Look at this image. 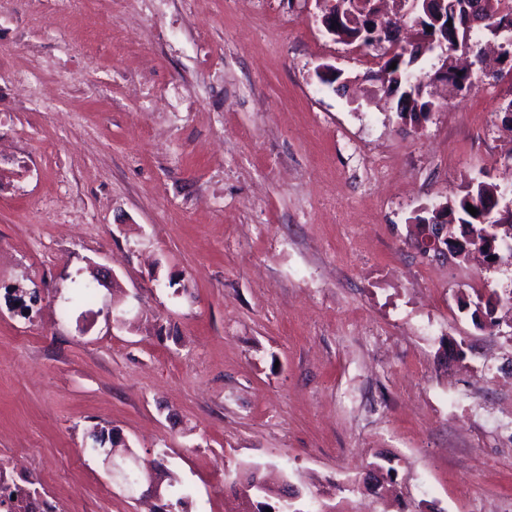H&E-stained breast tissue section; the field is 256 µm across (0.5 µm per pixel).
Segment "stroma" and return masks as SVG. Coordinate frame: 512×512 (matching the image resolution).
<instances>
[{
  "label": "stroma",
  "instance_id": "35a3bbf8",
  "mask_svg": "<svg viewBox=\"0 0 512 512\" xmlns=\"http://www.w3.org/2000/svg\"><path fill=\"white\" fill-rule=\"evenodd\" d=\"M317 0H0V456L43 512H238L246 463L310 512H512V264L423 256L415 218L512 184V73L402 120ZM328 64L353 78L334 91ZM113 289L63 311L89 263ZM119 301L125 321L106 306ZM464 342L465 357L448 353ZM155 460L182 504L128 492Z\"/></svg>",
  "mask_w": 512,
  "mask_h": 512
}]
</instances>
